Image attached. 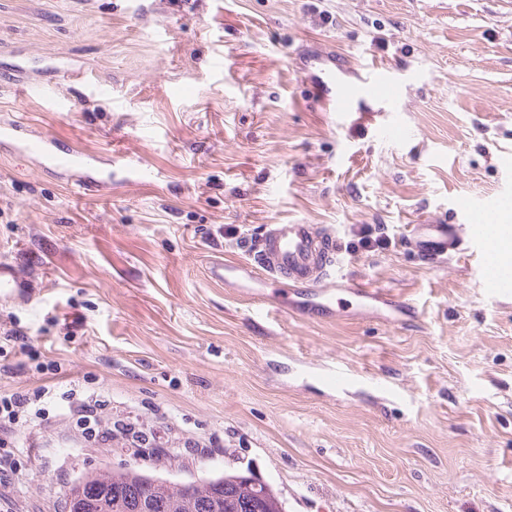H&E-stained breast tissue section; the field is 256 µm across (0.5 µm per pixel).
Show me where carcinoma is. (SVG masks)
<instances>
[{
  "label": "carcinoma",
  "instance_id": "obj_1",
  "mask_svg": "<svg viewBox=\"0 0 512 512\" xmlns=\"http://www.w3.org/2000/svg\"><path fill=\"white\" fill-rule=\"evenodd\" d=\"M242 476L233 470L188 481L165 479L156 488L152 468L103 466L74 479L73 500H103L106 512H135L144 500L148 512H282L273 489L247 485Z\"/></svg>",
  "mask_w": 512,
  "mask_h": 512
}]
</instances>
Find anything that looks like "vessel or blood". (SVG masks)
Listing matches in <instances>:
<instances>
[{
	"label": "vessel or blood",
	"mask_w": 512,
	"mask_h": 512,
	"mask_svg": "<svg viewBox=\"0 0 512 512\" xmlns=\"http://www.w3.org/2000/svg\"><path fill=\"white\" fill-rule=\"evenodd\" d=\"M317 64L321 78L313 90L327 103L329 111L335 112L337 120L357 124L370 116L374 104L383 112L401 111L405 89L389 68L369 64L360 79L352 82L343 77V59L323 56ZM23 151L32 157L48 158L49 171L67 174L76 187L88 189L90 158L79 148L60 149L51 138L36 135L25 140ZM510 204L512 193L505 191L493 203L473 207L470 226L442 220L413 225L411 247L427 261L443 263L464 255L469 242H477L483 288L495 298L511 296L512 270L507 267L502 248V227L496 222L498 209ZM340 264L341 250L332 233L314 224H273L254 240L250 261L213 264L209 275L224 284L249 277L255 282L252 293L260 305L274 304L280 312L333 317L343 289L364 303L378 302L393 311L404 308V300L388 289L361 279L341 280L337 273ZM28 293V281L14 267L0 262V295L22 300Z\"/></svg>",
	"instance_id": "b4317fda"
}]
</instances>
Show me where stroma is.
<instances>
[{
	"instance_id": "35a3bbf8",
	"label": "stroma",
	"mask_w": 512,
	"mask_h": 512,
	"mask_svg": "<svg viewBox=\"0 0 512 512\" xmlns=\"http://www.w3.org/2000/svg\"><path fill=\"white\" fill-rule=\"evenodd\" d=\"M328 52L351 80L369 61L415 72L396 135L337 128L309 83ZM12 120L0 260L30 298L0 297V332L30 336L61 390L103 389L102 421L155 431L160 408L174 427L160 451L97 445L51 398L49 427H16L0 512H62L80 471L150 463L251 470L288 512H512V296L485 292L476 257L408 245L512 189V0H0ZM35 134L94 156L96 190L23 154ZM269 224L333 233L341 274L413 312L366 317L345 292L315 322L209 279ZM364 224L387 246L358 248ZM333 361L359 380L328 391Z\"/></svg>"
}]
</instances>
